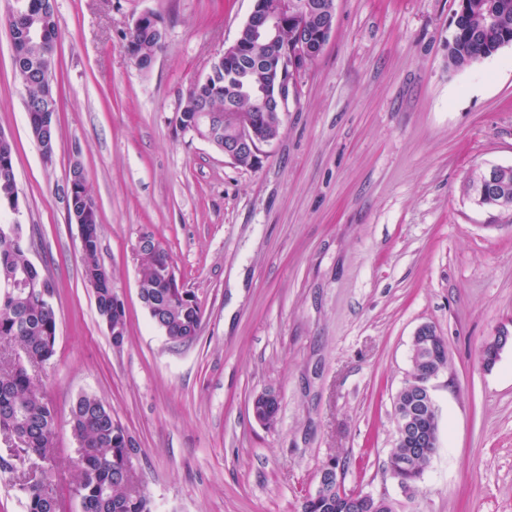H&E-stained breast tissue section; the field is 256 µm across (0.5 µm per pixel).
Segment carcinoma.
Instances as JSON below:
<instances>
[{
	"mask_svg": "<svg viewBox=\"0 0 512 512\" xmlns=\"http://www.w3.org/2000/svg\"><path fill=\"white\" fill-rule=\"evenodd\" d=\"M463 2V13L455 22L447 45L448 68L455 71L494 56L504 43L512 41V0ZM17 3L19 14L38 19L37 37L20 48L21 62L31 72L28 95L37 108L46 96L43 67L53 66L52 53L58 39L55 0ZM162 45L147 29L137 26L126 42L137 65L144 70ZM210 82L209 78L191 87L177 109L182 114L181 121L196 124L203 132L206 116L214 123L224 124V109L231 96L226 86L212 92ZM234 104L259 119L270 134L282 132L283 123L277 114L263 110L256 99H236ZM13 154L11 140L0 138V214L10 211L18 198ZM81 224L85 229L82 273L86 276L101 266L99 213L86 215ZM20 233L22 224L0 223V442L5 445L0 452V473L13 476L25 500L26 512H58L54 439L59 417L54 406L40 396L35 370L55 354L57 316L52 302L30 292L42 276L18 239ZM144 239L140 289L146 309L172 344L187 346L198 338L201 306L183 299L178 289L166 286L165 272L171 256L153 234L144 233ZM97 309L110 325L126 328L125 308L113 305L111 292L105 290L98 296ZM428 345L426 338L412 341L409 378L396 395L405 405L412 384L448 365V351L433 358ZM251 408L256 419L271 425L279 415L280 402L258 399L252 401ZM67 424L81 461L76 483L81 489V512H152L149 498L132 490L123 469L124 430L112 416L111 406L94 394H81L68 410ZM435 453L432 448L428 455H415L411 453L410 440L398 437L387 468L401 472L409 491L422 479ZM301 512H394V506L389 500L376 507L370 499L355 510L352 497L333 483L316 487L303 501Z\"/></svg>",
	"mask_w": 512,
	"mask_h": 512,
	"instance_id": "carcinoma-1",
	"label": "carcinoma"
}]
</instances>
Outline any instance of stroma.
Instances as JSON below:
<instances>
[{
	"label": "stroma",
	"mask_w": 512,
	"mask_h": 512,
	"mask_svg": "<svg viewBox=\"0 0 512 512\" xmlns=\"http://www.w3.org/2000/svg\"><path fill=\"white\" fill-rule=\"evenodd\" d=\"M253 0H55L56 149L30 133L0 0V129L14 143L18 218L54 289V356L38 371L59 413L89 393L133 440L153 512H301L330 459L346 489L395 512H512V208H479L471 172L512 166V47L448 68L457 0H335L322 53L297 77L280 139L237 165L171 119L229 46ZM166 40L149 70L125 51L137 18ZM81 162L102 224L100 259L123 296L114 348L82 277L63 188ZM151 232L203 311L174 346L139 299ZM429 324L448 366L432 382L438 450L404 493L387 460L413 336ZM277 422L252 415L265 392ZM75 443L56 435L61 512ZM25 108H26V111L28 112L30 106L28 104V101L26 99V102H25ZM38 112H28V120H29V127H30V131H31V134L36 142V145L38 147V150H39V153H40V156L43 160V162L47 165L51 164L53 162V158H54V155H55V137H53L52 139H47V138H41L40 136H35L34 135H38L40 133V129L35 126L36 125V121H37V114ZM512 344V335L511 332H509L507 329H502L497 332L495 336H493V341L490 347V352L488 355H486L485 351L482 354L481 357V363L482 366L490 370L494 367L496 364L500 352L505 348L508 344Z\"/></svg>",
	"instance_id": "stroma-1"
}]
</instances>
